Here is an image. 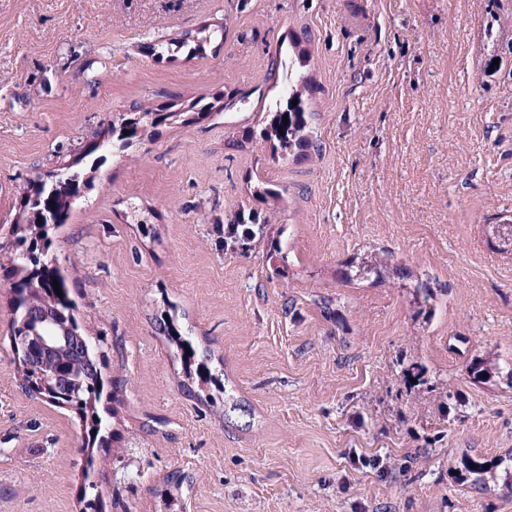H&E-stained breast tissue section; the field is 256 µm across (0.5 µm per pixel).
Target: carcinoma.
<instances>
[{"instance_id": "carcinoma-1", "label": "carcinoma", "mask_w": 512, "mask_h": 512, "mask_svg": "<svg viewBox=\"0 0 512 512\" xmlns=\"http://www.w3.org/2000/svg\"><path fill=\"white\" fill-rule=\"evenodd\" d=\"M208 40V36L202 39L187 36L175 43L157 41L148 45L147 49L152 57L162 60L182 49L196 54ZM274 73L283 76L286 92L270 109V124L263 130L262 136L265 139L277 138L281 151L286 153L295 147L310 144L307 136V103L302 93L296 91L299 78L294 74V68L283 65L279 52L276 53ZM244 104L245 98L233 95L228 96L220 106L199 99L189 106V112L196 114L195 120L200 122ZM285 115L289 119L287 124L283 123ZM179 116V112L163 114L159 109L137 106L122 115L120 122L112 123L105 133L96 134L89 143L84 154L89 171L72 169L67 180H53L48 175L30 181L22 197L20 220L10 227L11 240L0 246V279L12 285L9 341L18 359L19 383L22 388L48 403L73 411L79 418L82 443L86 448L103 442L111 433L110 417L100 414L98 410L102 399L112 397V393L107 391L109 381L104 379L101 370L105 340L79 314L69 277L50 252L52 236L61 225L67 223L71 209L76 204L73 197L81 190L88 192L93 189L91 173L99 169L110 154L127 151L151 130ZM125 130L128 131L126 135L123 134ZM55 281L60 286L58 293L53 286ZM47 311L59 318L60 328L57 332L80 336L88 343L86 352L76 353L65 349L53 363V368H63L79 381L78 389L66 397L50 385L51 378L36 372L34 354L18 342V337L27 330L43 329L37 320ZM500 467L505 475L512 478V454L487 466L474 461L466 472L472 482L479 485L485 483L486 475Z\"/></svg>"}]
</instances>
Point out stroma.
I'll use <instances>...</instances> for the list:
<instances>
[{"instance_id": "1", "label": "stroma", "mask_w": 512, "mask_h": 512, "mask_svg": "<svg viewBox=\"0 0 512 512\" xmlns=\"http://www.w3.org/2000/svg\"><path fill=\"white\" fill-rule=\"evenodd\" d=\"M204 26L224 39L202 54L145 52ZM280 46L308 55L312 114L285 158L260 136ZM236 91L240 110L108 159L52 237L106 340L103 446L82 452L77 416L20 387L0 287V512H85L89 458L100 512H512L511 478L463 479L512 452V383L471 373L512 357L498 0H0V230L120 113ZM243 212L270 222L225 251Z\"/></svg>"}]
</instances>
